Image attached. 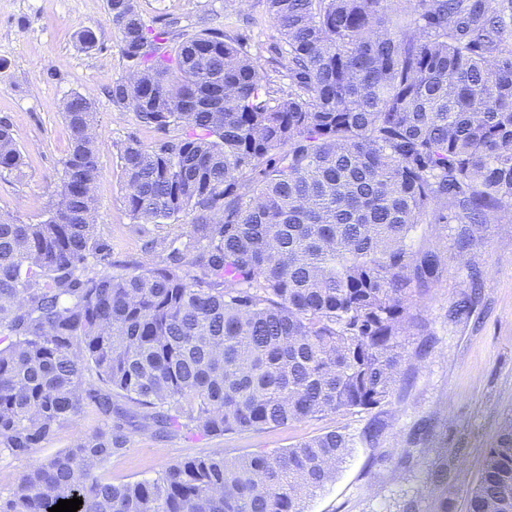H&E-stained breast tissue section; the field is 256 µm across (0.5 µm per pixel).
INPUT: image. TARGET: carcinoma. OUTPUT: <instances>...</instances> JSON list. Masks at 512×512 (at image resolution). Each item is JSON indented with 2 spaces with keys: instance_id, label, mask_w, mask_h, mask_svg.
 I'll return each mask as SVG.
<instances>
[{
  "instance_id": "cac0c4a2",
  "label": "carcinoma",
  "mask_w": 512,
  "mask_h": 512,
  "mask_svg": "<svg viewBox=\"0 0 512 512\" xmlns=\"http://www.w3.org/2000/svg\"><path fill=\"white\" fill-rule=\"evenodd\" d=\"M279 92L248 36L149 24L107 0L128 75L112 105L164 134L120 154L134 224L167 228L158 264L112 270L94 220V102L63 105L70 150L48 218L0 222V457L42 448L91 406L104 428L22 475L0 512H305L350 454L339 431L274 452L175 460L114 483L132 433L222 437L393 396L412 298L512 212V0H265ZM24 156L0 121V169ZM469 512H512V429Z\"/></svg>"
}]
</instances>
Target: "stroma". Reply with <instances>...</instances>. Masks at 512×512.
Here are the masks:
<instances>
[{"label": "stroma", "instance_id": "35a3bbf8", "mask_svg": "<svg viewBox=\"0 0 512 512\" xmlns=\"http://www.w3.org/2000/svg\"><path fill=\"white\" fill-rule=\"evenodd\" d=\"M146 20L175 18L181 32L195 33L202 16L226 30L253 18L249 52L275 86L269 46L280 35L265 0H138ZM92 29L96 44L82 48L77 34ZM126 64L108 20L106 0H0V121L8 122L24 154L21 172L0 170V215L37 224L70 149L63 102L79 92L95 105L101 170L95 222L110 240L112 260H144V237L126 206L120 152L129 136L144 143L159 132L142 128L133 112L118 110L104 88L125 76ZM483 245L453 258L446 225H436L431 241L449 255L439 283L417 298L415 308L428 323L426 334L407 337L409 376L387 403L264 431H242L208 438L185 432L158 440L135 433L128 447L103 467L116 482L152 477L169 462L223 449L234 457L273 451L330 430L346 433L351 453L336 476L305 502L306 512H468V493L476 484L487 448L512 424V222L485 225ZM481 273V300L467 319L453 318V306L471 290L472 270ZM377 437H369L372 424ZM87 412L61 428L44 447L23 459L0 458V494L8 495L20 477L46 457L70 448L77 435L98 429Z\"/></svg>", "mask_w": 512, "mask_h": 512}]
</instances>
